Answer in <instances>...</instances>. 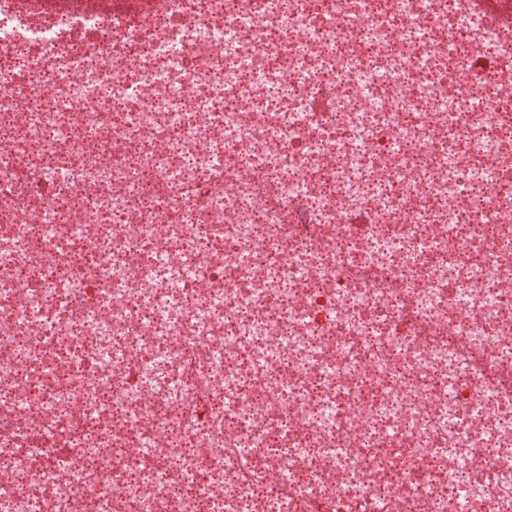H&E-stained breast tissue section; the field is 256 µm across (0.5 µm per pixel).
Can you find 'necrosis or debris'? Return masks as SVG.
Here are the masks:
<instances>
[{
	"instance_id": "4bbe7bcc",
	"label": "necrosis or debris",
	"mask_w": 512,
	"mask_h": 512,
	"mask_svg": "<svg viewBox=\"0 0 512 512\" xmlns=\"http://www.w3.org/2000/svg\"><path fill=\"white\" fill-rule=\"evenodd\" d=\"M459 4L0 0V512H512V30Z\"/></svg>"
}]
</instances>
